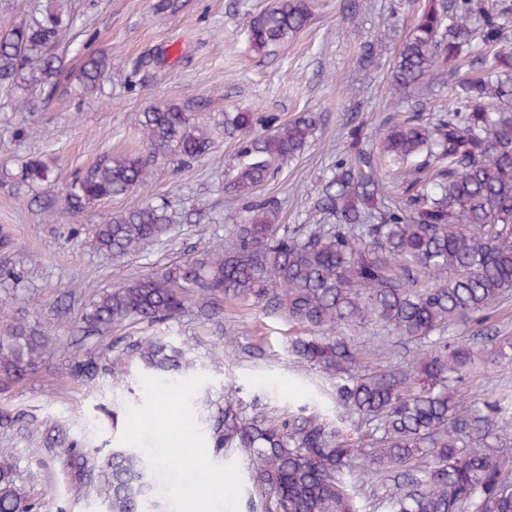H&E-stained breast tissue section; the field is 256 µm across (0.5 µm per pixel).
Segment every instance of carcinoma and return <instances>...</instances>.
<instances>
[{
    "label": "carcinoma",
    "instance_id": "carcinoma-1",
    "mask_svg": "<svg viewBox=\"0 0 512 512\" xmlns=\"http://www.w3.org/2000/svg\"><path fill=\"white\" fill-rule=\"evenodd\" d=\"M310 17L307 0H277L247 25L259 54L288 42ZM73 17L47 10L24 16L0 33V86L42 103L77 87L99 90L112 59L91 49L94 32L74 50L61 47ZM419 86L448 88V106L431 114L417 104L386 119L377 146L349 128L312 210L330 224H283L275 198L257 190L314 140L321 117L304 112L282 122L247 111L225 112L217 127L240 134L225 191L246 201L247 217L216 246L146 277L96 293L76 320L17 318L0 331V395L30 379L56 348L59 331L107 338L128 327H154L193 310L208 321L224 303L283 312L307 329L289 342L296 362L336 379V418L257 411L243 416L233 394L214 417L216 451L237 448L249 462L248 482L275 512H360L355 478L368 475V498L390 512H512V455L502 426L512 388L475 410L456 397L476 360L507 375L512 338L500 335L497 307L512 294V0H424L392 64L391 90L406 98ZM142 146L104 153L74 172L60 190L58 175L28 158L11 174L50 217H78L147 187L158 162H198L213 154L211 128L177 104L134 114ZM167 204L111 213L94 225L99 253L124 259L167 239ZM26 271L0 265V287ZM476 336L444 338L463 320ZM376 323L386 339L366 348L338 330ZM391 343L409 362L382 366ZM123 345L150 386L166 393L189 368L187 350L161 336H118L75 355L69 373L94 379L125 371ZM35 423L0 409V428ZM50 452L77 489L96 480L108 488L107 512H163L161 461L154 449L113 448L101 455L64 432L46 437ZM0 512H66L24 484L13 459L0 460Z\"/></svg>",
    "mask_w": 512,
    "mask_h": 512
}]
</instances>
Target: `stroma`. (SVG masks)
Listing matches in <instances>:
<instances>
[{"instance_id":"obj_1","label":"stroma","mask_w":512,"mask_h":512,"mask_svg":"<svg viewBox=\"0 0 512 512\" xmlns=\"http://www.w3.org/2000/svg\"><path fill=\"white\" fill-rule=\"evenodd\" d=\"M154 2L27 0L20 11L13 0H0V29L25 12L65 11L76 16L78 26L98 30L97 47L112 59L103 92L80 103L63 97L44 109L20 112L0 92V166L12 171L23 156H38L55 172L70 175L104 151L137 147L141 133L132 114L163 103L185 106L209 125L236 107L283 121L315 112L322 116L316 140L260 189L262 196L279 199L282 223L314 224L319 216L312 213V202L345 144L348 124L359 125L364 140L375 141L390 113L411 106L396 100L390 82L395 53L414 20L413 0H359L360 13L352 21L343 13V0H310L307 28L266 56L249 50L245 23L273 0H181L180 11L164 22L153 19ZM387 17L393 31L374 62L360 66L361 44L376 38ZM49 138L56 143L51 150L45 146ZM216 151L215 162H160L147 189L78 218L60 213L50 223L30 205L26 192L0 179V265H20L30 254L41 264L16 289L0 290V324L14 317L50 319L53 302L79 273H89L91 290L107 289L226 242L228 229L243 215L241 202L224 191L223 164L236 151L235 139L219 136ZM148 200L168 203L175 224L169 242L120 261L91 249L88 229L100 215ZM78 224L84 231L75 239L70 231ZM300 330L280 313L234 305L225 306L214 323L202 324L188 314L157 328V335L185 346L193 362L183 390L166 402L135 371L92 381L67 377L68 360L93 343L76 342L61 331L45 366L0 401L37 421L31 428L0 430V456L14 457L23 478L33 479L37 490L57 498L67 512H106L102 484L80 492L63 482L59 463L45 448L44 428L59 427L95 448L134 441L192 448L205 457L204 464L189 468L194 485L208 487L220 475L229 483L224 496L210 499L207 512H265L250 504L247 459L231 448L215 452L211 428L230 391L243 403L256 399L271 411L310 404L335 417L333 380L296 366L288 353L289 336Z\"/></svg>"}]
</instances>
